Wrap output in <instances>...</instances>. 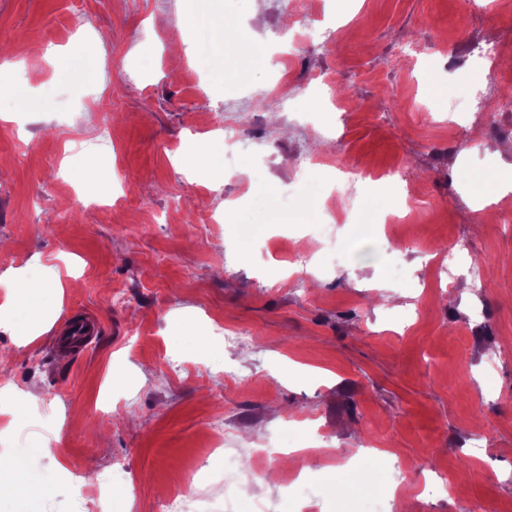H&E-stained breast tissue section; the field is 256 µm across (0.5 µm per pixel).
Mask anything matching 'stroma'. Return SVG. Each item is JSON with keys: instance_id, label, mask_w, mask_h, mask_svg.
Wrapping results in <instances>:
<instances>
[{"instance_id": "obj_1", "label": "stroma", "mask_w": 512, "mask_h": 512, "mask_svg": "<svg viewBox=\"0 0 512 512\" xmlns=\"http://www.w3.org/2000/svg\"><path fill=\"white\" fill-rule=\"evenodd\" d=\"M198 3L174 68L177 0H0V65L10 66L0 271L25 270L53 321L30 343L0 330L13 385L0 397V456L29 449L34 488L0 494V512H97L98 487L79 485L91 462L131 474L112 487L114 512H161L184 484L223 503L224 457L206 452L217 431L242 456L286 434L307 448L310 496L283 486L295 467L285 456L249 489L271 512H362L387 495L396 460L406 468L399 512H458L462 497L512 512V223L497 203L474 223L470 178L512 167V151L447 114L491 85L512 93V53L493 72L450 65L477 35L512 45V0ZM256 13L254 36L274 54L259 65L228 42L201 79L188 76L197 32L212 40ZM305 22L340 36L310 45ZM328 82L341 103L325 97ZM232 118L253 144L217 199L176 155ZM95 139L103 152L79 158L77 146ZM306 156L319 167L302 174L294 160ZM342 162L365 169L364 192L395 162L416 184L380 203L404 238L402 283L388 277V246L359 235L362 213L323 177ZM334 218L347 244L336 267L306 237ZM459 238L469 249L454 257L457 279L424 291L422 251H451ZM475 263L488 270L480 289L467 276ZM57 275L60 299L45 288ZM83 311L102 335L86 351L56 352L58 324ZM219 326L246 341L225 346ZM362 441L389 464L377 479L337 484V451ZM434 466L454 495H425Z\"/></svg>"}]
</instances>
